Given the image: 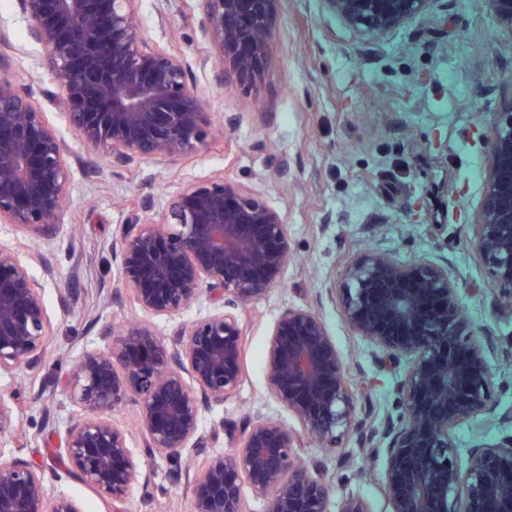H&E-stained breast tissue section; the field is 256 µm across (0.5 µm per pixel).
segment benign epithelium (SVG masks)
Wrapping results in <instances>:
<instances>
[{
  "instance_id": "benign-epithelium-1",
  "label": "benign epithelium",
  "mask_w": 512,
  "mask_h": 512,
  "mask_svg": "<svg viewBox=\"0 0 512 512\" xmlns=\"http://www.w3.org/2000/svg\"><path fill=\"white\" fill-rule=\"evenodd\" d=\"M139 0H17L29 36L43 50L59 105L86 147L114 165L184 157L210 135V122L179 55L152 47L135 22ZM277 0H201L202 24L222 67L247 84L262 81ZM436 0H328L352 28L381 36L429 12ZM512 31V0H486ZM491 163L473 229L477 253L502 308L512 313V104L490 128ZM66 143L28 91L0 77V224L53 239L68 194ZM280 213L229 179L190 184L161 219L133 214L112 243L130 301L146 314L174 317L203 295L214 312L161 337L147 321L104 327V347L72 366L65 389L77 407L64 451L82 482L122 501L143 475L128 430L107 413L134 401L145 447L187 478L193 512H243V485L264 512H326L328 482L302 461L304 440L334 451L345 439L370 457L386 446L383 491L391 512H512V433L467 449L457 463L455 429L496 417L489 360L512 347L477 336L461 308L448 265H404L370 249L342 270L338 299L355 335L381 351L382 366H404L397 418H360L348 367L313 311H283L267 345L271 396L297 420L245 419L231 454L198 462L208 447L202 413L222 403L244 376L238 309L266 295L288 263ZM40 254L0 244V376L40 368L50 320L28 264ZM18 430L0 401V436ZM44 473L23 459L0 463V512H84L77 501H49Z\"/></svg>"
}]
</instances>
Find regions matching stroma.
<instances>
[{
	"mask_svg": "<svg viewBox=\"0 0 512 512\" xmlns=\"http://www.w3.org/2000/svg\"><path fill=\"white\" fill-rule=\"evenodd\" d=\"M197 0H139L137 21L153 44L189 65L211 124L218 129L195 153L175 160L145 158L122 167L87 149L55 103L59 94L42 68V49L28 36L16 0H0V32L9 38L5 78L30 90L47 122L67 144L69 193L54 239L29 272L51 322L44 362L33 373L0 378V400L21 421L25 437H0V459L42 469L49 497L78 500L85 512H192L184 485L174 484L165 458L150 455L129 402L111 412L127 428L147 487L112 502L69 471L62 438L75 408L65 377L85 351L100 348V331L139 316L120 300L112 240L132 211L160 217L183 187L226 176L259 193L281 215L290 258L265 296L240 308L245 373L224 403L206 408L201 429L212 454L238 446L244 417L295 426L270 396L265 376L268 339L290 307L315 311L365 389L376 422L393 414L400 372L380 370V350L355 336L333 289L344 265L362 249L403 264L447 263L474 326L512 344V315L476 254L472 226L484 201L490 162L486 134L512 103V31L479 0H437L433 10L379 39L349 27L326 0H278L264 79H217V53L201 29ZM462 210L449 222V204ZM53 276H46L45 267ZM71 289L67 306L59 295ZM339 455L306 443L304 459L329 481L327 512L351 496L371 512H390L382 490L384 458H364L354 442Z\"/></svg>",
	"mask_w": 512,
	"mask_h": 512,
	"instance_id": "1",
	"label": "stroma"
}]
</instances>
